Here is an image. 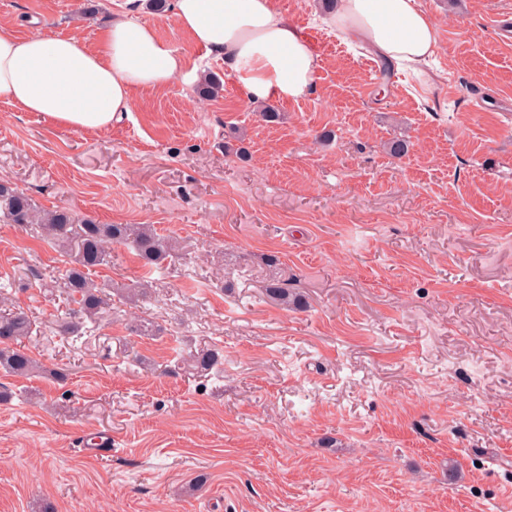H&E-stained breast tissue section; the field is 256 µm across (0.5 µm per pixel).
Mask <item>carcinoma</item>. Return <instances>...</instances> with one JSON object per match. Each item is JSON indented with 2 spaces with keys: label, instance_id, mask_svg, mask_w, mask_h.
<instances>
[{
  "label": "carcinoma",
  "instance_id": "cac0c4a2",
  "mask_svg": "<svg viewBox=\"0 0 512 512\" xmlns=\"http://www.w3.org/2000/svg\"><path fill=\"white\" fill-rule=\"evenodd\" d=\"M1 218L9 224L36 225L51 232L58 248L72 259V267L65 279L67 293L77 302L81 319L90 322L95 321L111 302L105 286L92 278L93 268L108 263V245L129 244L140 261L155 266L176 251L175 241L148 224H97L92 220L76 224L67 210H42L26 193L6 181L0 182ZM267 292L286 307L302 306L299 295L288 287L286 280L271 283ZM31 333L32 323L25 312L17 310L0 315V372L26 377L38 371L37 363L22 345ZM220 357L218 349L190 350L182 355L188 367L200 372L214 369L220 363Z\"/></svg>",
  "mask_w": 512,
  "mask_h": 512
}]
</instances>
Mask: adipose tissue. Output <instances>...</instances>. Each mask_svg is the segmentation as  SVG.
I'll list each match as a JSON object with an SVG mask.
<instances>
[{
	"instance_id": "1",
	"label": "adipose tissue",
	"mask_w": 512,
	"mask_h": 512,
	"mask_svg": "<svg viewBox=\"0 0 512 512\" xmlns=\"http://www.w3.org/2000/svg\"><path fill=\"white\" fill-rule=\"evenodd\" d=\"M171 9L179 30L223 59L251 103L311 93L319 57L272 0H172ZM334 23L340 39L394 68L427 62L439 44L434 20L414 0H340ZM199 78L169 40L124 15L94 52L75 35L21 38L0 27V101L63 127L108 130L135 91Z\"/></svg>"
}]
</instances>
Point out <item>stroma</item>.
Listing matches in <instances>:
<instances>
[{
    "label": "stroma",
    "mask_w": 512,
    "mask_h": 512,
    "mask_svg": "<svg viewBox=\"0 0 512 512\" xmlns=\"http://www.w3.org/2000/svg\"><path fill=\"white\" fill-rule=\"evenodd\" d=\"M273 3L321 67L268 122L170 11L0 0L19 36L91 50L128 13L223 85L138 91L104 132L0 102V179L185 244L158 269L112 245V306L74 344L69 256L0 222V307L35 323L44 369L0 375V512H512V0H416L440 39L417 74L342 43L323 0ZM282 279L305 309L267 297ZM100 435L111 455L86 457ZM221 351L219 349H207L199 352L185 351L183 361L188 367L200 372H209L220 363Z\"/></svg>",
    "instance_id": "obj_1"
}]
</instances>
